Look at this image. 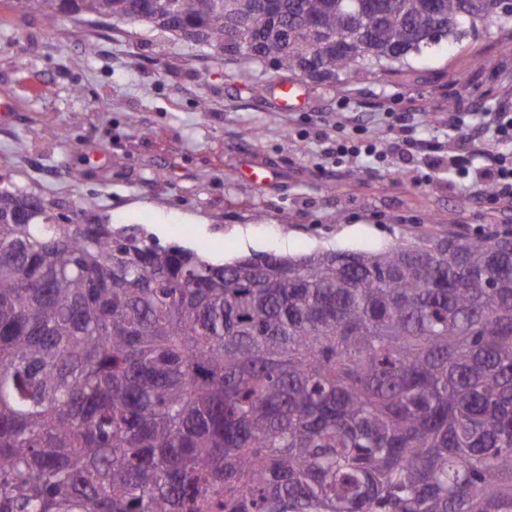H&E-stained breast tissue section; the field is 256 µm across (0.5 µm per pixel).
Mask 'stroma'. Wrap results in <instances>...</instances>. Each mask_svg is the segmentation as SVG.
Returning <instances> with one entry per match:
<instances>
[{"instance_id":"1","label":"stroma","mask_w":512,"mask_h":512,"mask_svg":"<svg viewBox=\"0 0 512 512\" xmlns=\"http://www.w3.org/2000/svg\"><path fill=\"white\" fill-rule=\"evenodd\" d=\"M511 40L487 25L470 48L445 44L400 72L330 83L248 73L235 57L139 23L0 4V103L11 105L0 112V176L72 221L135 228L219 263L485 236L512 224V204H488L447 163L433 172L428 161L453 116L512 100ZM286 81L297 89L281 107ZM404 123L424 145L407 158L393 145ZM357 136L382 160L328 154ZM250 168L269 182L255 185Z\"/></svg>"}]
</instances>
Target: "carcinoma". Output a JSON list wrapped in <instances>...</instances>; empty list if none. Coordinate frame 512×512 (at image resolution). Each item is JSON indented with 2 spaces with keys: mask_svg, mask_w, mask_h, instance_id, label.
Here are the masks:
<instances>
[{
  "mask_svg": "<svg viewBox=\"0 0 512 512\" xmlns=\"http://www.w3.org/2000/svg\"><path fill=\"white\" fill-rule=\"evenodd\" d=\"M392 74L499 0H10ZM0 184V512H512V228L215 264Z\"/></svg>",
  "mask_w": 512,
  "mask_h": 512,
  "instance_id": "carcinoma-1",
  "label": "carcinoma"
}]
</instances>
